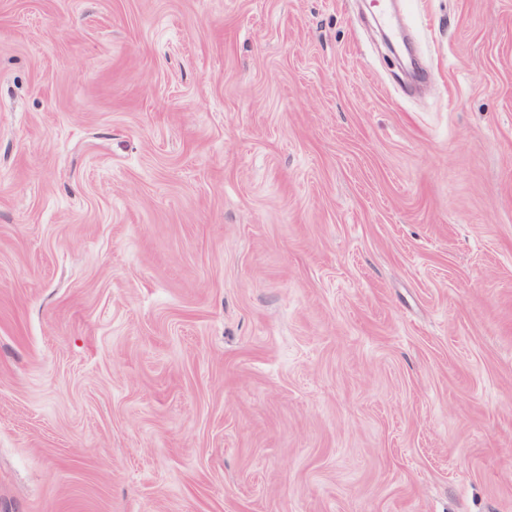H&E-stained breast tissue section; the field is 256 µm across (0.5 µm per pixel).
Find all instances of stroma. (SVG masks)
I'll return each mask as SVG.
<instances>
[{"label": "stroma", "instance_id": "35a3bbf8", "mask_svg": "<svg viewBox=\"0 0 512 512\" xmlns=\"http://www.w3.org/2000/svg\"><path fill=\"white\" fill-rule=\"evenodd\" d=\"M0 0V512H512V0Z\"/></svg>", "mask_w": 512, "mask_h": 512}]
</instances>
